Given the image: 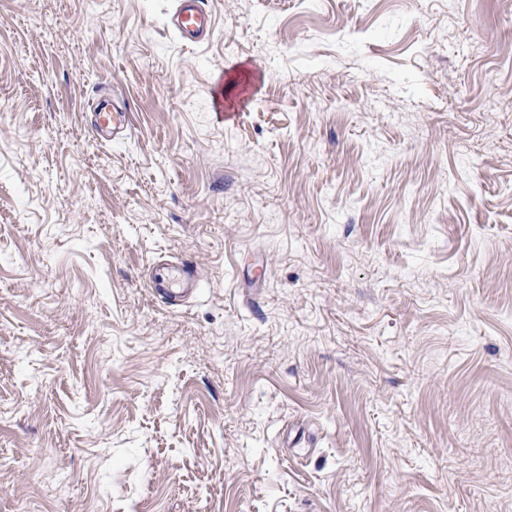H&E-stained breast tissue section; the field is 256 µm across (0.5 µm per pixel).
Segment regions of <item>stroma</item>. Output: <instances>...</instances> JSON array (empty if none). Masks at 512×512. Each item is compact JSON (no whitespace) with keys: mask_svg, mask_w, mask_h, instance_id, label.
I'll return each mask as SVG.
<instances>
[{"mask_svg":"<svg viewBox=\"0 0 512 512\" xmlns=\"http://www.w3.org/2000/svg\"><path fill=\"white\" fill-rule=\"evenodd\" d=\"M204 2L0 0V512H512V0ZM169 22L184 42L199 44L213 34V20L202 0H176ZM95 126L102 138H110L109 132L112 128V136L114 138L115 131L118 128L125 130L130 128L128 113L114 105H112V109L105 106L100 112L96 113ZM198 274V268L194 263L183 261L169 264L155 274L152 288L171 305H178L173 303L176 299L197 290Z\"/></svg>","mask_w":512,"mask_h":512,"instance_id":"stroma-1","label":"stroma"}]
</instances>
